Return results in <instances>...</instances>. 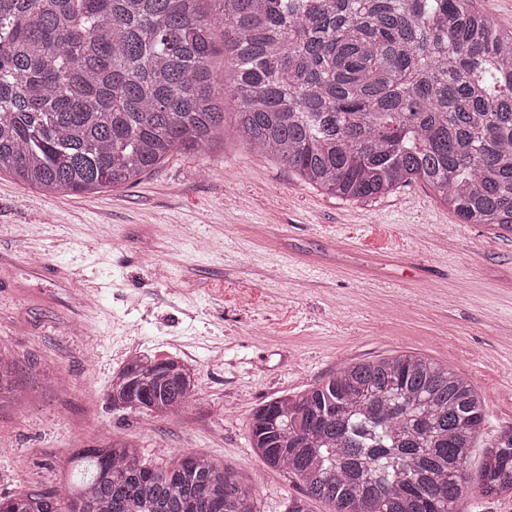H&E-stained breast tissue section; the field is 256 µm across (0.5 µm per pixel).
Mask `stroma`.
Instances as JSON below:
<instances>
[{
  "label": "stroma",
  "mask_w": 512,
  "mask_h": 512,
  "mask_svg": "<svg viewBox=\"0 0 512 512\" xmlns=\"http://www.w3.org/2000/svg\"><path fill=\"white\" fill-rule=\"evenodd\" d=\"M0 348L22 384L0 412V497L54 488L74 449L110 437L150 463L203 453L285 512L302 484L251 448L250 414L343 364L428 357L482 394L480 442L512 426V236L419 183L358 203L304 185L244 146L228 108L208 155L130 187L49 196L0 174ZM143 350L196 366L189 408L113 410L112 374Z\"/></svg>",
  "instance_id": "obj_1"
}]
</instances>
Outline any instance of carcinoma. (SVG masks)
Instances as JSON below:
<instances>
[{"mask_svg":"<svg viewBox=\"0 0 512 512\" xmlns=\"http://www.w3.org/2000/svg\"><path fill=\"white\" fill-rule=\"evenodd\" d=\"M0 0V172L49 194L136 183L174 152L204 154L224 107L208 59L223 26L242 143L360 201L427 185L462 224L512 234V29L474 0ZM198 373L133 356L115 410L164 417ZM21 392L0 350V408ZM485 414L466 377L417 354L347 363L249 421L264 464L297 478L286 512H457ZM60 487L0 512H259L255 490L187 451L175 466L112 440L77 448ZM482 497L512 494V426L482 449Z\"/></svg>","mask_w":512,"mask_h":512,"instance_id":"obj_1","label":"carcinoma"}]
</instances>
